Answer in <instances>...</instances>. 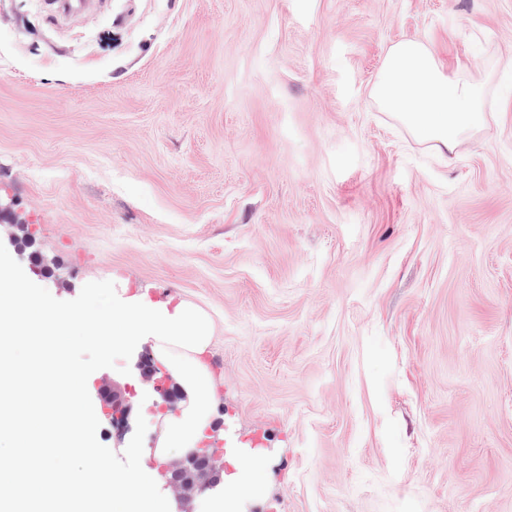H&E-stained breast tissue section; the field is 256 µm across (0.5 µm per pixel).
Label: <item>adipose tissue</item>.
Wrapping results in <instances>:
<instances>
[{"label":"adipose tissue","mask_w":512,"mask_h":512,"mask_svg":"<svg viewBox=\"0 0 512 512\" xmlns=\"http://www.w3.org/2000/svg\"><path fill=\"white\" fill-rule=\"evenodd\" d=\"M373 96L419 138L448 152L485 121L482 86L445 74L432 51L414 39L389 47Z\"/></svg>","instance_id":"obj_1"}]
</instances>
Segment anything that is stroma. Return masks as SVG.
Returning <instances> with one entry per match:
<instances>
[{
  "mask_svg": "<svg viewBox=\"0 0 512 512\" xmlns=\"http://www.w3.org/2000/svg\"><path fill=\"white\" fill-rule=\"evenodd\" d=\"M403 39L486 87L454 151L371 95ZM0 205L56 299L210 317L257 512H512V0H0ZM128 366L88 391L129 392L156 479Z\"/></svg>",
  "mask_w": 512,
  "mask_h": 512,
  "instance_id": "obj_1",
  "label": "stroma"
}]
</instances>
